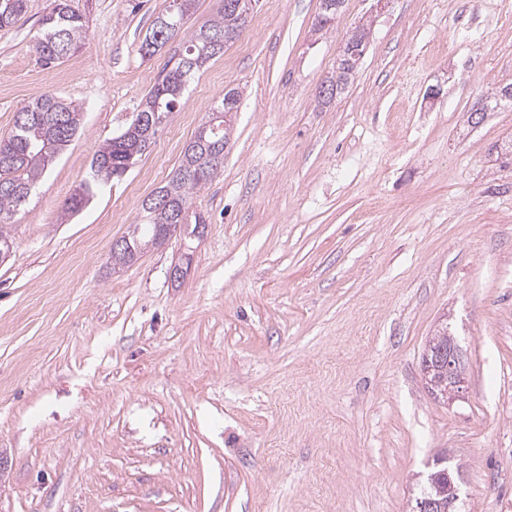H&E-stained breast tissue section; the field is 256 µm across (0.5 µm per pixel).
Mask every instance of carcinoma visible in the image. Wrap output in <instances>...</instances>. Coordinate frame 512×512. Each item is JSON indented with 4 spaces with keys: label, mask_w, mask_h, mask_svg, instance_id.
I'll return each instance as SVG.
<instances>
[{
    "label": "carcinoma",
    "mask_w": 512,
    "mask_h": 512,
    "mask_svg": "<svg viewBox=\"0 0 512 512\" xmlns=\"http://www.w3.org/2000/svg\"><path fill=\"white\" fill-rule=\"evenodd\" d=\"M26 8L27 0H0V28L14 25ZM163 18H170L168 11L157 16L150 32L153 41L141 43V56H151L178 34L176 30L163 31ZM237 19L234 13L221 9L193 33L182 53L170 59L172 67L146 94L132 120L95 151L91 179L81 183L67 199L65 213L80 212L97 190L129 171L144 152L148 130L144 120L158 122L152 131V138H157L169 115L179 107L189 82L217 57L208 48L209 42L234 29ZM86 37L81 16L71 10L67 0H55L54 7L43 18L33 49L50 64L74 54ZM81 125V107L52 93L27 103L16 113L11 133L0 139V251L12 248L6 225L26 208L36 184L79 134ZM202 139L221 149L229 144V129L224 127V120H218L213 129L200 128L194 140L186 145L181 164L168 183L156 192L166 204L142 209L143 223L135 225L128 235L132 247L153 241L165 224L185 225L183 234L190 237L197 225L205 223L201 215L189 214L190 199L224 169V155H214L197 147Z\"/></svg>",
    "instance_id": "carcinoma-1"
}]
</instances>
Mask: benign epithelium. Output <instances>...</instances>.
<instances>
[{
	"mask_svg": "<svg viewBox=\"0 0 512 512\" xmlns=\"http://www.w3.org/2000/svg\"><path fill=\"white\" fill-rule=\"evenodd\" d=\"M255 2L250 0L247 6H242L240 0H225L224 6L240 15L241 27H246L248 17L254 8ZM370 28L363 22L352 32L354 39L343 46L342 53L337 63H342L348 57L359 59L362 56L361 49L365 48L369 39ZM425 384L429 392L436 398L452 400L459 396L466 383L464 366L462 364L459 346L454 339H449L444 345L437 342L428 344L427 352L422 365Z\"/></svg>",
	"mask_w": 512,
	"mask_h": 512,
	"instance_id": "obj_1",
	"label": "benign epithelium"
}]
</instances>
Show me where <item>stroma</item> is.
Masks as SVG:
<instances>
[{
    "label": "stroma",
    "mask_w": 512,
    "mask_h": 512,
    "mask_svg": "<svg viewBox=\"0 0 512 512\" xmlns=\"http://www.w3.org/2000/svg\"><path fill=\"white\" fill-rule=\"evenodd\" d=\"M68 3L87 39L56 63L32 50L54 0L0 29V137L47 93L83 126L7 227L0 512H411L442 462L466 512H512V100L467 122L512 84V8L392 0L322 105L368 0L320 32V0H257L155 143L67 220L95 150L221 0L148 59L166 0ZM231 89L224 170L191 200L205 236L113 269ZM443 320L468 378L450 405L422 380Z\"/></svg>",
    "instance_id": "stroma-1"
}]
</instances>
